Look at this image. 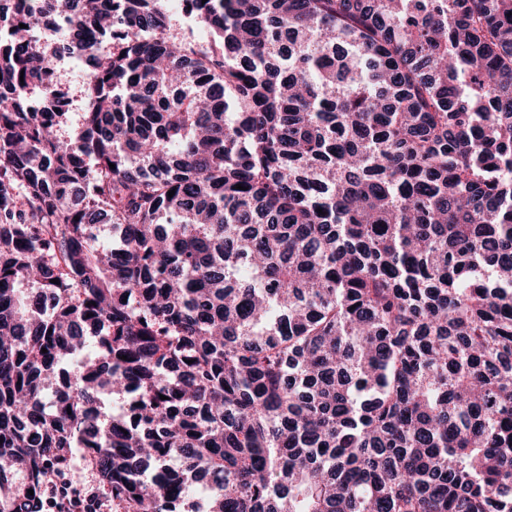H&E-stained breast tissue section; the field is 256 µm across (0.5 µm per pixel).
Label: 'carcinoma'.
I'll return each mask as SVG.
<instances>
[{"label": "carcinoma", "mask_w": 512, "mask_h": 512, "mask_svg": "<svg viewBox=\"0 0 512 512\" xmlns=\"http://www.w3.org/2000/svg\"><path fill=\"white\" fill-rule=\"evenodd\" d=\"M161 2L0 0V512H512V0ZM82 476L81 484L88 487L91 492H96L97 496L88 494L86 495L85 489L78 487H71L59 489L57 486L56 476L48 482V492L52 500V508L54 512H85L86 510L83 503L89 498L93 502V512H103L106 508V503L103 500L111 501L112 512H123V506L117 503H112V498L105 493L99 484L96 476L90 471L89 467L84 466L83 461L79 455L74 459V469ZM103 499V500H102ZM83 506V510L81 507Z\"/></svg>", "instance_id": "carcinoma-1"}]
</instances>
